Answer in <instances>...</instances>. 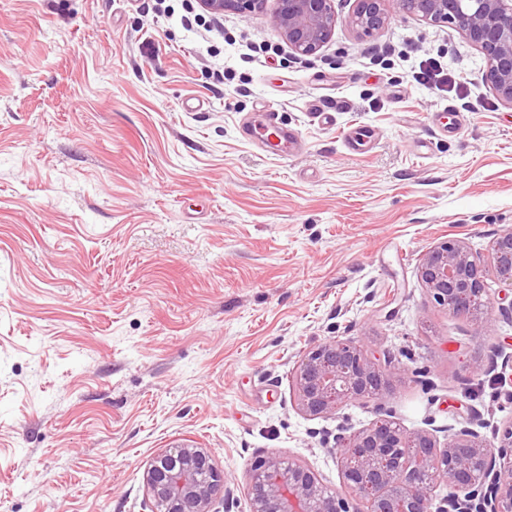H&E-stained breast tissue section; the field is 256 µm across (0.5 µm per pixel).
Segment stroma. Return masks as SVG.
Wrapping results in <instances>:
<instances>
[{
    "mask_svg": "<svg viewBox=\"0 0 512 512\" xmlns=\"http://www.w3.org/2000/svg\"><path fill=\"white\" fill-rule=\"evenodd\" d=\"M164 7L0 0V512H151L145 466L189 441L231 490L215 512H249L272 455L345 494L336 439L380 414L441 440L512 421L507 285L488 273L477 323L417 278L437 243L487 261L512 227V106L481 50L396 0L369 35L334 0L331 39L301 59L275 0L206 30L198 0ZM429 59L455 91L416 82ZM267 110L302 154L242 137ZM359 125L377 137L355 153ZM335 337L393 358L379 410L297 409L298 360Z\"/></svg>",
    "mask_w": 512,
    "mask_h": 512,
    "instance_id": "stroma-1",
    "label": "stroma"
}]
</instances>
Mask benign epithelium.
<instances>
[{
    "mask_svg": "<svg viewBox=\"0 0 512 512\" xmlns=\"http://www.w3.org/2000/svg\"><path fill=\"white\" fill-rule=\"evenodd\" d=\"M265 0H200L215 15L250 13ZM351 24L365 34L390 21L387 0H356ZM402 9L431 23H448L480 48L483 79L512 106V0H397ZM274 27L300 57L315 55L336 25L333 0H277ZM496 275L512 287V227L491 246ZM486 266L462 240L430 248L417 267L429 297L453 313L478 316L488 304ZM392 359L368 352L350 338L329 339L309 349L294 371L296 406L319 418L347 403L375 402L390 387ZM345 498L327 490L303 463L271 456L257 465L248 490L250 512H351L349 498L365 512H512V422L490 434L461 428L445 442L428 430L410 434L391 419L356 432L342 449ZM152 512H212L224 490V474L208 451L178 442L144 470ZM443 484L448 495L434 504Z\"/></svg>",
    "mask_w": 512,
    "mask_h": 512,
    "instance_id": "obj_1",
    "label": "benign epithelium"
}]
</instances>
